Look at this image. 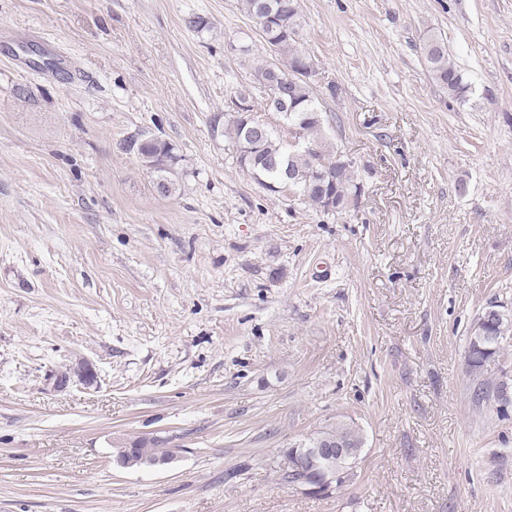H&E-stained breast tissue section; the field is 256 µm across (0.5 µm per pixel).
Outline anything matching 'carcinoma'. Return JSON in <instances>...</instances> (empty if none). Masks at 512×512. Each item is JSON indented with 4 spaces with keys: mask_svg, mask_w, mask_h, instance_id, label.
Listing matches in <instances>:
<instances>
[{
    "mask_svg": "<svg viewBox=\"0 0 512 512\" xmlns=\"http://www.w3.org/2000/svg\"><path fill=\"white\" fill-rule=\"evenodd\" d=\"M266 3V12L273 13L278 20L271 21L261 30V37L274 54V59L267 60L255 68V79L258 85L269 79L271 71L279 70L283 74L298 71L302 67L304 54L296 47L298 4L297 0H246L248 12L256 17L260 13V3ZM424 55L433 79L448 95L463 100L466 97L467 85L461 73L448 58V48L442 38L431 36L424 45ZM267 107L278 113L290 126L301 129L303 138L312 147L309 152L288 153L281 138L272 134L256 145L247 142L244 124L241 120L233 121V134L238 145L237 161L264 188L274 191V186L286 187L302 197L306 203L316 210L322 209L321 199L310 191L318 166L330 163L335 155L326 151L322 145L324 119L315 102V94L310 83L299 79L281 94L274 88L266 93ZM172 148L166 142L154 141L144 145L137 155L149 168L160 172L155 167V160L160 155L171 154ZM337 198L345 201L346 206L356 205L361 188L355 182L353 171L346 169L342 178L333 185ZM496 351L485 352L470 345L469 366L472 374L479 378L471 391V400L479 407L486 400L488 383L480 379L481 372L490 356ZM341 438L347 443L345 456L336 461V487H341L349 480L351 471L359 460L362 439L358 431L347 424L338 423L335 427L319 431L305 440V447H314L320 438ZM324 461L312 457L306 459L304 471L288 470L284 479L295 485L303 480L308 483L310 492L321 493L329 488L322 480Z\"/></svg>",
    "mask_w": 512,
    "mask_h": 512,
    "instance_id": "1",
    "label": "carcinoma"
}]
</instances>
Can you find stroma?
<instances>
[{
    "instance_id": "obj_1",
    "label": "stroma",
    "mask_w": 512,
    "mask_h": 512,
    "mask_svg": "<svg viewBox=\"0 0 512 512\" xmlns=\"http://www.w3.org/2000/svg\"><path fill=\"white\" fill-rule=\"evenodd\" d=\"M298 11L342 213L238 165L240 108L288 136L243 0H0V512H512V404L466 366L483 307L512 316V0ZM339 422L354 478L286 483ZM143 436L176 457L117 466ZM424 55L433 79L448 95L457 100H464L467 92L461 73L448 58V48L442 38L431 36L424 45ZM155 139V138H154ZM136 138L130 139L128 141V149L130 151H134ZM172 148L166 142L154 140V142L144 145L139 151L135 152L139 156V158L148 166L150 169H153L157 173L163 172L161 169L155 168V160L159 155H169L171 156ZM352 166L346 169L342 178L336 181L333 185V191L336 193L337 198L344 200L346 207L343 211H346L351 205L353 207L357 204L358 196L360 195L361 188L355 182Z\"/></svg>"
}]
</instances>
